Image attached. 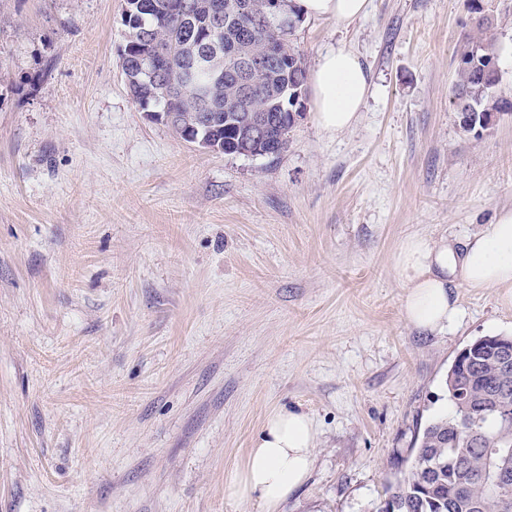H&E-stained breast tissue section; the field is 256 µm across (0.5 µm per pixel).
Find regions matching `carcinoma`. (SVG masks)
<instances>
[{
  "instance_id": "carcinoma-1",
  "label": "carcinoma",
  "mask_w": 512,
  "mask_h": 512,
  "mask_svg": "<svg viewBox=\"0 0 512 512\" xmlns=\"http://www.w3.org/2000/svg\"><path fill=\"white\" fill-rule=\"evenodd\" d=\"M206 2L222 14L223 30L208 25L206 15L195 11L194 0H125L130 14L123 26L143 37L125 40L120 67L124 77L154 90L151 96L136 94L137 105L143 111L189 108L202 114L205 123L171 130L182 139L204 136L233 155L238 133L251 123V113L235 102L237 82L244 77L237 60L275 43L288 60L266 74L265 84L272 89L264 99L270 122L259 143L265 155H279L297 126L290 114L291 95L306 90V69L290 44L301 19L288 9L273 15L262 0H235L250 9L246 20L226 11L229 0ZM469 2L479 36L460 49L454 95L462 103L457 109L461 127L486 130L502 111L499 45L491 19L475 0ZM156 46L167 50L162 72L141 69ZM215 49L224 57V91L213 98L204 92L208 76L199 61ZM485 340L487 351L477 361H453L446 385L454 414L434 420L416 438L411 468L387 487L380 512H512V480L499 485L481 479L492 450L512 457V366L505 367L496 354L499 343H511L512 336L488 335Z\"/></svg>"
}]
</instances>
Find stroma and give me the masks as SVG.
<instances>
[{
	"mask_svg": "<svg viewBox=\"0 0 512 512\" xmlns=\"http://www.w3.org/2000/svg\"><path fill=\"white\" fill-rule=\"evenodd\" d=\"M480 4L507 104L488 130L452 103L466 0H371L291 37L309 70L358 54V122L329 135L309 109L282 154L244 157L146 120L122 0H0V512H264L224 482L286 405L319 438L279 512H379L452 412L457 354L512 335L493 288L418 333L394 271L408 236L512 207V0Z\"/></svg>",
	"mask_w": 512,
	"mask_h": 512,
	"instance_id": "35a3bbf8",
	"label": "stroma"
}]
</instances>
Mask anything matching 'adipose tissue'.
I'll use <instances>...</instances> for the list:
<instances>
[{
  "instance_id": "ef3b65f1",
  "label": "adipose tissue",
  "mask_w": 512,
  "mask_h": 512,
  "mask_svg": "<svg viewBox=\"0 0 512 512\" xmlns=\"http://www.w3.org/2000/svg\"><path fill=\"white\" fill-rule=\"evenodd\" d=\"M370 0H292L308 19L344 26L362 17ZM373 78L355 52L337 44L321 53L310 77L317 125L337 134L351 128L370 95ZM395 272L403 283L402 316L425 333H440L455 323L461 309L454 291L497 289L512 302V208L497 211L492 224L457 241L412 235L401 244ZM318 438L307 412L280 408L271 413L253 440L243 465L224 483L225 495L240 502L257 501L268 512L286 501L308 479Z\"/></svg>"
}]
</instances>
